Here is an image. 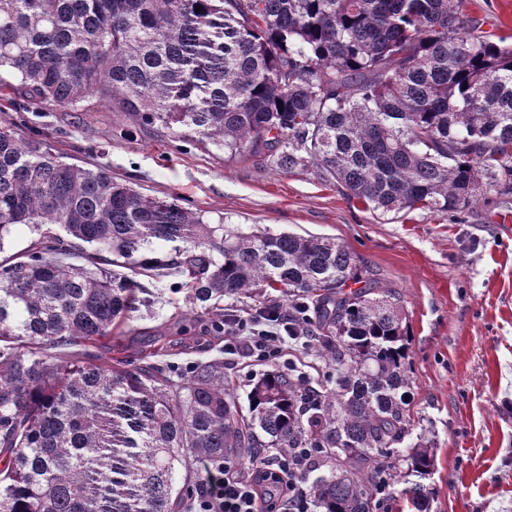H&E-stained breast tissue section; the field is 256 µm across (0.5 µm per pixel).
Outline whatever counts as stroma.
I'll return each mask as SVG.
<instances>
[{
  "mask_svg": "<svg viewBox=\"0 0 512 512\" xmlns=\"http://www.w3.org/2000/svg\"><path fill=\"white\" fill-rule=\"evenodd\" d=\"M482 30L512 35V0H465ZM24 141L42 139L68 162L107 169L143 194L177 198L212 223L248 231L335 238L378 288L401 299L409 334L413 423L435 446L431 512H512V194L490 191L460 217L366 210L316 164L292 172L259 154L231 161L139 116L89 98L72 109H27L0 100V122ZM182 294L163 290L153 315L133 313L132 345L169 341L180 368L222 358L240 407L262 366L226 355L205 319L171 317Z\"/></svg>",
  "mask_w": 512,
  "mask_h": 512,
  "instance_id": "1",
  "label": "stroma"
}]
</instances>
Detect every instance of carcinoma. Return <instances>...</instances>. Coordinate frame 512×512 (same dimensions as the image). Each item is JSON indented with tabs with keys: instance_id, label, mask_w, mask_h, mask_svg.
<instances>
[{
	"instance_id": "cac0c4a2",
	"label": "carcinoma",
	"mask_w": 512,
	"mask_h": 512,
	"mask_svg": "<svg viewBox=\"0 0 512 512\" xmlns=\"http://www.w3.org/2000/svg\"><path fill=\"white\" fill-rule=\"evenodd\" d=\"M0 93L94 96L284 172L314 161L381 216L512 194V41L464 0H0ZM18 226L38 239L0 256V512H174L203 483L193 464L292 448L332 466L315 512H387L398 486L430 512L400 298L336 239L208 224L5 124L0 253ZM162 280L214 337L287 305L323 381L255 377L245 418L221 358L131 362L117 331ZM242 297L246 315L224 308Z\"/></svg>"
}]
</instances>
